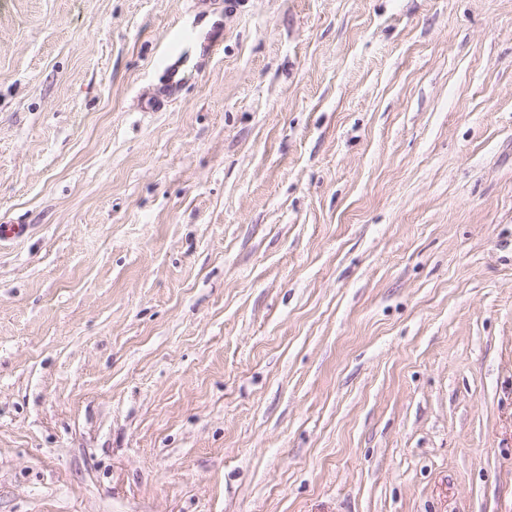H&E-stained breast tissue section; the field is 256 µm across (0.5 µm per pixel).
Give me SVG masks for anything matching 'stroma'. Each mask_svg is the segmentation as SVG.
<instances>
[{
    "label": "stroma",
    "mask_w": 512,
    "mask_h": 512,
    "mask_svg": "<svg viewBox=\"0 0 512 512\" xmlns=\"http://www.w3.org/2000/svg\"><path fill=\"white\" fill-rule=\"evenodd\" d=\"M8 219L0 512H512V0H0ZM183 32H188L189 37L182 50L176 55L169 53L157 59V65L164 67L168 85L174 89L184 86L188 79L193 76L194 67L190 68L188 66L192 52L201 50L212 52L218 45L215 33L212 31L204 32L199 28L198 23L179 25L166 36V43L171 46Z\"/></svg>",
    "instance_id": "1"
}]
</instances>
